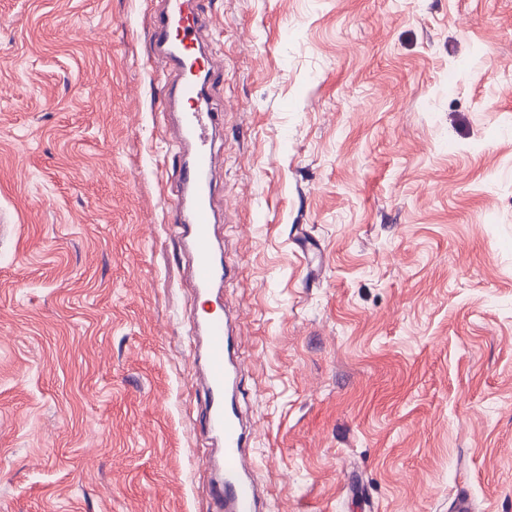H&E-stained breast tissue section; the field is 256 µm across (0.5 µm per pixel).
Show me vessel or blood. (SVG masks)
<instances>
[{
    "instance_id": "1",
    "label": "vessel or blood",
    "mask_w": 512,
    "mask_h": 512,
    "mask_svg": "<svg viewBox=\"0 0 512 512\" xmlns=\"http://www.w3.org/2000/svg\"><path fill=\"white\" fill-rule=\"evenodd\" d=\"M206 23L198 0H161L149 34L154 54L174 75L163 97L164 106L175 109L172 139L182 157L174 180L177 194L170 201L172 229L190 260L196 295L212 304L210 311L194 318L191 358L203 392L195 420L213 447L206 460L212 512H274L246 465L251 431L239 406V339L224 308V286L232 268L216 231L215 212L216 175L224 155L213 144L219 115L206 100L207 85L223 77L224 65L201 50Z\"/></svg>"
}]
</instances>
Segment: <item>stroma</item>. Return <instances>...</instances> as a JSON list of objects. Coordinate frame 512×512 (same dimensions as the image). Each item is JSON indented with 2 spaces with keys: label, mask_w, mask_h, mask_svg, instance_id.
<instances>
[{
  "label": "stroma",
  "mask_w": 512,
  "mask_h": 512,
  "mask_svg": "<svg viewBox=\"0 0 512 512\" xmlns=\"http://www.w3.org/2000/svg\"><path fill=\"white\" fill-rule=\"evenodd\" d=\"M155 0H0V512H210ZM218 233L279 512H512V0H210Z\"/></svg>",
  "instance_id": "1"
}]
</instances>
